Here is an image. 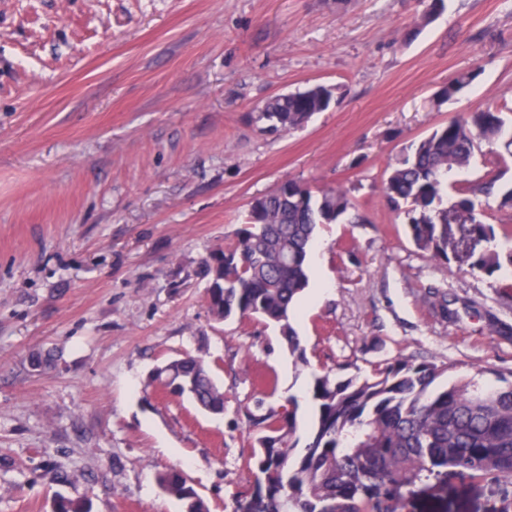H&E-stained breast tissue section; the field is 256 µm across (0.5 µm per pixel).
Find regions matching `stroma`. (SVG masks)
Wrapping results in <instances>:
<instances>
[{"instance_id":"1","label":"stroma","mask_w":512,"mask_h":512,"mask_svg":"<svg viewBox=\"0 0 512 512\" xmlns=\"http://www.w3.org/2000/svg\"><path fill=\"white\" fill-rule=\"evenodd\" d=\"M319 83L342 100L303 128L256 122L269 97ZM482 105L512 124V0H0V512L60 496L185 512L156 482L172 469L231 512L249 479L244 406L283 404L311 370L512 371V271L436 264L382 193L405 147ZM491 177L512 183V158L484 146L455 181ZM289 180L346 190L360 217L318 232L326 289H306L293 322L306 367L276 326L217 323L205 303L204 260ZM47 351L54 367L31 370ZM182 352L211 364L223 415L149 385Z\"/></svg>"}]
</instances>
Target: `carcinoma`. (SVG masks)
I'll list each match as a JSON object with an SVG mask.
<instances>
[{
    "label": "carcinoma",
    "mask_w": 512,
    "mask_h": 512,
    "mask_svg": "<svg viewBox=\"0 0 512 512\" xmlns=\"http://www.w3.org/2000/svg\"><path fill=\"white\" fill-rule=\"evenodd\" d=\"M476 77L474 71L460 74L444 95L453 99ZM340 98L339 87L319 84L271 97L260 118L289 132ZM483 144L512 155V133L492 106L460 113L412 145L390 167L383 193L407 205L409 236L430 260L448 264L467 241L471 272L492 276L505 264L512 267V249L490 246L496 227L473 211V198L491 194L496 179L460 188L459 198L443 206L448 172L468 167ZM352 207L344 190L315 192L298 181L255 198L234 238L204 262L211 318L271 321L294 362L309 365L292 325L294 306L309 286L320 226L340 221ZM481 243L487 247L476 250ZM456 369L405 358L376 364L367 374L324 369L311 376L302 420L295 396L277 408L265 409L261 400L256 410L245 408L257 437L246 457L250 484L234 496L233 512H403L412 496L415 512H448L444 490L455 475L503 485L494 512H512V372ZM151 378L172 396L224 413V388L201 355L172 358ZM157 481L187 502L188 512H209L181 472H162ZM53 512L89 507L83 499L59 497Z\"/></svg>",
    "instance_id": "1"
}]
</instances>
